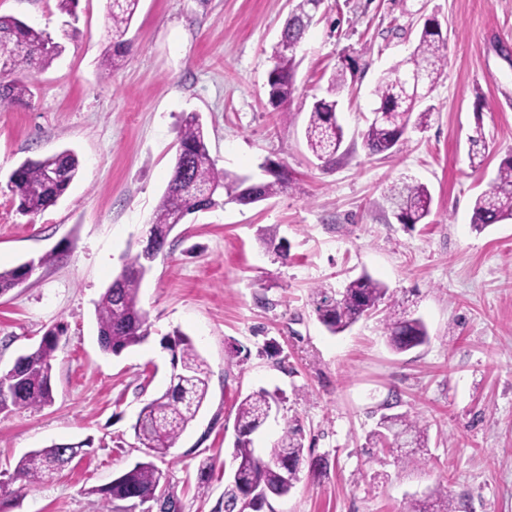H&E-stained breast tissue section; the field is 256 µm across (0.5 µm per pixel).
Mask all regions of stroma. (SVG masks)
Returning <instances> with one entry per match:
<instances>
[{
  "label": "stroma",
  "mask_w": 512,
  "mask_h": 512,
  "mask_svg": "<svg viewBox=\"0 0 512 512\" xmlns=\"http://www.w3.org/2000/svg\"><path fill=\"white\" fill-rule=\"evenodd\" d=\"M294 0H140L123 66L105 75L106 0H0L61 42L32 77L26 104L0 109V269L56 261L0 296V368L64 325L53 403L0 414V480L26 453L87 442L63 471L23 486L0 512H101L99 488L145 460L138 413L167 384L161 338L186 334L210 366L209 400L155 465L181 512H215L228 484L236 406L266 389L282 400L253 434L267 453L299 424V480L262 512H407L437 485L457 512H512V220L475 231V198L512 155V0H323L296 56L295 99L339 96L343 143L317 159L308 115L276 110L268 76ZM436 18L447 66L422 100L425 124L401 151L370 154L362 134L379 76ZM201 117L217 169L283 170L289 188L250 205L188 215L140 288L150 335L113 356L98 341L96 306L147 237L166 190L183 115ZM486 138L472 167L468 138ZM65 149L77 177L55 205L21 214L8 188L23 161ZM418 182L433 197L425 223L400 224L390 188ZM384 283L427 326V343L394 352L383 313L333 335L315 312L362 274ZM420 418L428 446L403 465L372 437L386 413ZM213 471L201 473L207 459Z\"/></svg>",
  "instance_id": "35a3bbf8"
}]
</instances>
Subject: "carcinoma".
<instances>
[{"mask_svg":"<svg viewBox=\"0 0 512 512\" xmlns=\"http://www.w3.org/2000/svg\"><path fill=\"white\" fill-rule=\"evenodd\" d=\"M107 16L112 26V51L104 56L103 69L111 71L119 65L127 52L125 36L136 14L140 0H106ZM314 0H297L283 27V34L291 41L301 40L314 15ZM442 34L433 27L420 31L417 43L408 57L385 72L375 87L374 94L384 116L369 124L364 143L372 154L393 153L400 150L405 138L403 129L409 126L415 110L401 80L418 73L434 85L445 67ZM65 46L47 33L12 17H0V107L21 103L32 96V84L23 72L44 68L60 57ZM296 56L274 54V67L269 73V99L286 112L296 110L309 114L305 128L307 145L320 159L331 160L343 140V129L337 118V96L347 85L346 67L336 68L327 87V96L311 103L294 102L293 77ZM79 172V160L71 150H63L37 163L18 166L9 176L12 194L18 199L24 214H38L54 205L67 191ZM247 177L219 171L211 158L200 118L182 117L175 166L166 191L157 206L150 225L147 241L162 251L167 238L179 218L195 206V199L212 189L218 190L209 207L219 205V198L241 205L269 199L281 192L284 178L265 181L257 193L246 185ZM389 201L398 211L399 220L415 225L431 213L432 197L427 187L418 183L402 182L393 186ZM512 219V156L499 164L495 185L478 195L474 201L472 224L481 231L490 224ZM143 252H137L125 264L97 304L98 339L103 351L115 356L142 344L149 337L147 312L140 306L139 290L142 282ZM22 267L0 270V295L18 287ZM316 312L320 322L333 335L349 329L362 317L378 310L386 312L385 328L392 349L406 352L428 342L427 328L420 318H414L389 294V288L367 274L350 281L339 296L317 291ZM63 329L58 328L44 336L29 352L25 363L0 370V388L13 394L0 401V411L41 409L52 403V371L54 353ZM171 351V370L165 390L147 401L141 408L135 438L147 449V455L164 457L176 447L182 434L195 420L207 400L210 369L197 353L190 339L180 330L162 337ZM279 404L276 394L260 389L246 395L237 405L235 414L236 437L233 461L236 466L234 483L224 490L221 507L224 512H247L255 498L268 501L271 496L290 493L299 480V465L304 444L301 429L289 425L270 451L262 456L253 446L252 435L268 420L274 406ZM376 438L392 452L402 451L397 440L406 437L414 449L427 444L426 429L418 417L408 413L383 417ZM86 443L76 446L53 444L33 450L16 463L13 480L34 484L63 469L83 453ZM161 475L150 460L140 461L112 483L100 489L104 502H135L153 497L155 502L170 505L162 512H173L177 502L158 492ZM408 512H455L448 490L439 486L423 499L414 501Z\"/></svg>","mask_w":512,"mask_h":512,"instance_id":"1","label":"carcinoma"}]
</instances>
